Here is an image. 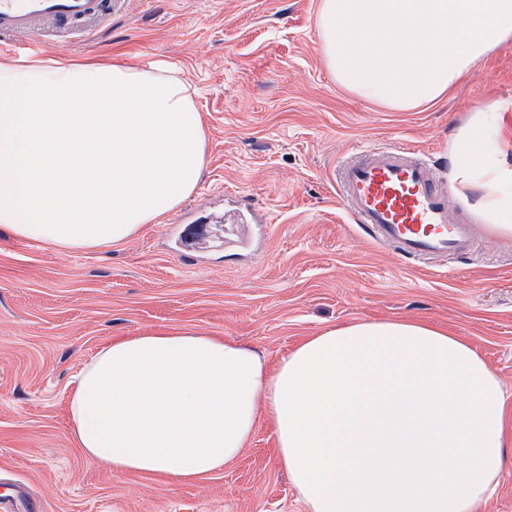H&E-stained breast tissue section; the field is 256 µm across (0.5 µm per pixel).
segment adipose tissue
<instances>
[{
    "mask_svg": "<svg viewBox=\"0 0 512 512\" xmlns=\"http://www.w3.org/2000/svg\"><path fill=\"white\" fill-rule=\"evenodd\" d=\"M337 83L380 107L444 100L512 44V0H318ZM502 116L456 131L450 184L512 236ZM206 132L164 61L0 62V226L58 250L104 248L197 188ZM497 375L462 337L412 320L326 329L268 365L194 329L101 347L69 398L76 443L116 472L192 480L223 469L266 421L305 512H475L512 462Z\"/></svg>",
    "mask_w": 512,
    "mask_h": 512,
    "instance_id": "obj_1",
    "label": "adipose tissue"
}]
</instances>
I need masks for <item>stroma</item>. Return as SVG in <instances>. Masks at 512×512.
I'll return each instance as SVG.
<instances>
[{"instance_id":"obj_1","label":"stroma","mask_w":512,"mask_h":512,"mask_svg":"<svg viewBox=\"0 0 512 512\" xmlns=\"http://www.w3.org/2000/svg\"><path fill=\"white\" fill-rule=\"evenodd\" d=\"M318 0H117L95 32L44 58H158L197 91L207 134L197 189L157 223L93 250H29L0 229V495L26 486L45 512H304L267 425L221 471L182 482L112 472L77 448L67 401L115 336L191 328L275 362L359 320H424L473 345L500 379L512 433V238L488 235L442 262L400 257L356 232L340 166L405 146L448 172L471 112L504 119L512 163V44L443 101L398 112L343 89L314 26ZM249 197L257 220L236 223Z\"/></svg>"}]
</instances>
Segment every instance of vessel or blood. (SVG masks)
Wrapping results in <instances>:
<instances>
[{"label":"vessel or blood","instance_id":"vessel-or-blood-1","mask_svg":"<svg viewBox=\"0 0 512 512\" xmlns=\"http://www.w3.org/2000/svg\"><path fill=\"white\" fill-rule=\"evenodd\" d=\"M112 17V0H0V41L23 51L37 20L99 29ZM336 195L344 212L377 245L413 260L445 259L478 239L476 224L457 219L447 180L422 153L404 147L363 150L345 164ZM37 512L25 488L0 498V512Z\"/></svg>","mask_w":512,"mask_h":512}]
</instances>
